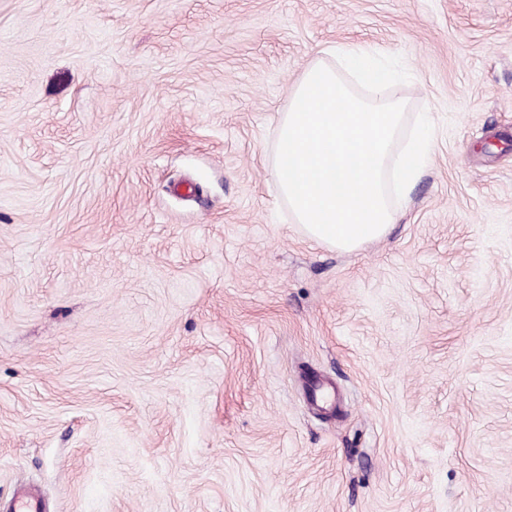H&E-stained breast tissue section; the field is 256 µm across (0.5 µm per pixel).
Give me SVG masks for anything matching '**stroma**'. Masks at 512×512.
I'll use <instances>...</instances> for the list:
<instances>
[{
	"label": "stroma",
	"mask_w": 512,
	"mask_h": 512,
	"mask_svg": "<svg viewBox=\"0 0 512 512\" xmlns=\"http://www.w3.org/2000/svg\"><path fill=\"white\" fill-rule=\"evenodd\" d=\"M339 43L401 56L387 94L435 127L352 252L271 176ZM26 488L42 512H512V0H0V512Z\"/></svg>",
	"instance_id": "stroma-1"
}]
</instances>
